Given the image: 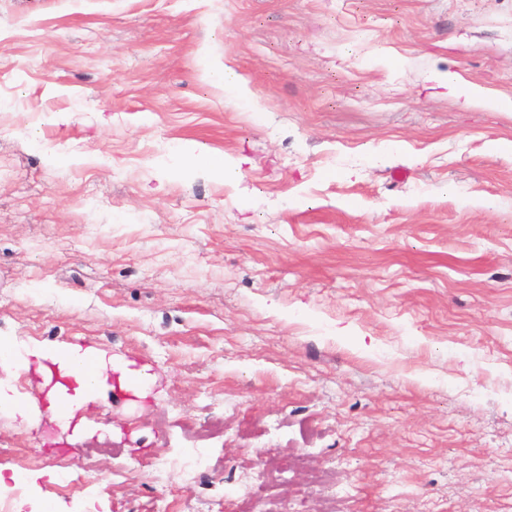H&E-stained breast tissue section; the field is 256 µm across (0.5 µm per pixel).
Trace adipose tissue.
<instances>
[{"mask_svg": "<svg viewBox=\"0 0 512 512\" xmlns=\"http://www.w3.org/2000/svg\"><path fill=\"white\" fill-rule=\"evenodd\" d=\"M86 350L80 345L70 344L56 355H49L43 346H16L12 341L0 338V365H17L21 368L36 367L44 384H47V410L52 421L61 429H69L78 410L91 401L107 394L112 367L102 353H95L96 372L93 379H86L78 368L79 359ZM12 407L22 418L39 414L36 402L19 401L10 379L0 378V405Z\"/></svg>", "mask_w": 512, "mask_h": 512, "instance_id": "ef3b65f1", "label": "adipose tissue"}]
</instances>
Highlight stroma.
<instances>
[{"instance_id": "stroma-1", "label": "stroma", "mask_w": 512, "mask_h": 512, "mask_svg": "<svg viewBox=\"0 0 512 512\" xmlns=\"http://www.w3.org/2000/svg\"><path fill=\"white\" fill-rule=\"evenodd\" d=\"M447 71L512 100V0H0V338L150 376L0 406L15 512H512V113ZM210 83L220 88L226 95H232L244 106H253V99L240 73L227 63L207 69ZM12 392L10 379L8 377L0 378V406L3 404L12 407L23 419L41 415L40 408L35 401L21 402Z\"/></svg>"}]
</instances>
